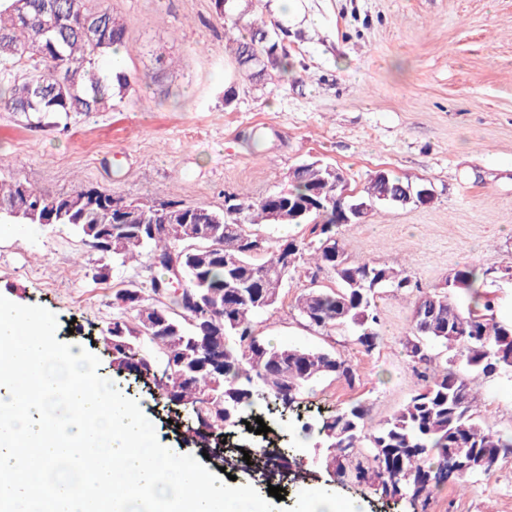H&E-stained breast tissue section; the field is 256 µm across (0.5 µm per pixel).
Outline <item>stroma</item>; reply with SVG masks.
<instances>
[{
    "instance_id": "stroma-1",
    "label": "stroma",
    "mask_w": 512,
    "mask_h": 512,
    "mask_svg": "<svg viewBox=\"0 0 512 512\" xmlns=\"http://www.w3.org/2000/svg\"><path fill=\"white\" fill-rule=\"evenodd\" d=\"M127 29L129 50L115 69L137 75L112 110L90 114L0 111V179L45 193L103 186L127 200H180L223 208L287 188L291 169L320 160L361 194L386 171L431 189L426 205H375L338 238L353 262L400 266L417 282L377 299L378 345L364 352L347 329L324 337L294 307L310 283L333 285L328 269L297 262L278 304L255 333L273 344L334 347L350 360L354 384L323 379L306 387L301 416L266 418L268 440L289 444L312 472L311 486L341 494L359 512H414L372 486L331 475L319 413L360 403L370 423L390 418L418 387L419 364L402 342L419 290L444 286L463 268L483 272L499 318L512 321V0H255L239 20L218 18L213 0H108ZM275 23L286 68L254 79L228 51L256 21ZM97 251L61 226L0 224V295L57 318L56 338L90 350L101 364L104 331L125 281H149L146 263H113L95 278ZM119 391L138 402L159 443L226 468L260 494L268 488L241 450L203 457L174 423L157 390ZM482 420L512 435V378L473 384ZM425 512H512V453L465 489L443 484Z\"/></svg>"
}]
</instances>
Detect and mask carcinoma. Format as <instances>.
I'll return each mask as SVG.
<instances>
[{
  "label": "carcinoma",
  "instance_id": "1",
  "mask_svg": "<svg viewBox=\"0 0 512 512\" xmlns=\"http://www.w3.org/2000/svg\"><path fill=\"white\" fill-rule=\"evenodd\" d=\"M126 26L109 7L90 9L86 0H10L0 7V109L7 112H100L123 98L136 77L118 71L110 77L99 67V58L127 46ZM238 67L261 76L281 62L275 32L261 24L236 40L233 49ZM30 69L18 74L22 60ZM290 187L272 192L255 202L242 201L240 213L230 216L204 205L167 200L158 204L128 202L126 211L112 210V191L82 187L57 194L43 193L23 182L0 180V223L65 224L81 238L94 240L110 235L100 250L101 265L94 278L104 279L109 262L126 263L144 256L149 266L155 259L179 258L183 287L188 294L207 299L218 314L220 336L216 347L221 371L196 365L192 345L194 328L184 309L186 295L172 298V305L155 299L158 288H167L168 268L143 285L130 280L116 295L137 290L141 304L152 306L165 317L167 326L158 336L143 333L140 311L128 316V308L112 317V350L116 358L139 355L155 362L149 380L167 402L186 415L197 411L213 422L224 421V409H252L260 403L288 408L299 403L302 390L312 382L342 379L353 385L356 371L336 353L303 345L271 346L254 332L255 319L274 309L287 271L285 254L300 256L314 251L315 263L335 274L336 286H311L295 301L305 326L329 334L354 329L353 340L370 352L369 335L376 331L378 290L412 288L405 270L376 263H355L336 237L338 207L336 179L327 165L306 162L292 168ZM409 184L386 172L371 179L367 196L346 201L406 206L399 193ZM158 225L143 241L135 239L137 225ZM311 224L317 240L291 241L276 252L254 247L258 236L248 230L254 224ZM205 224H217L222 245L190 237ZM252 282L260 302H235L229 297L231 279ZM476 274L458 270L445 290L420 292L419 309H438L450 314L449 332L424 333L411 322L403 341L406 355L411 344L422 343L414 362L425 366L422 384L391 418L372 425L364 408L349 404L323 418L318 434L333 449L336 470L354 455V478L378 484L426 503L431 488L444 483L461 484L472 474L449 468L452 452L463 448L473 460L488 456L498 461L512 449V439L485 426L475 411L471 383L479 377L512 375V323L498 320L494 302L474 288Z\"/></svg>",
  "mask_w": 512,
  "mask_h": 512
}]
</instances>
